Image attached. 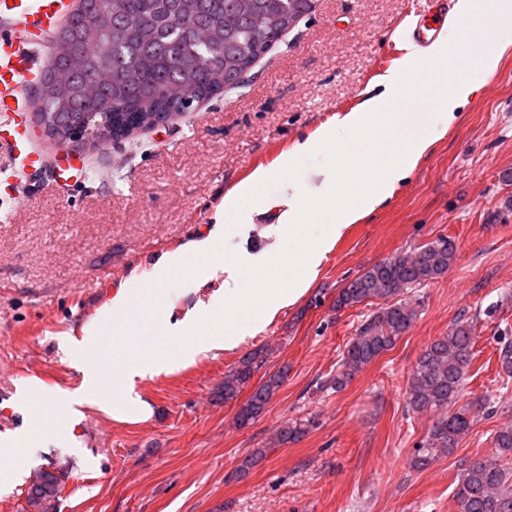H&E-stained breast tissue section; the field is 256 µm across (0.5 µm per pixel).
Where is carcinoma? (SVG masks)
<instances>
[{"mask_svg":"<svg viewBox=\"0 0 512 512\" xmlns=\"http://www.w3.org/2000/svg\"><path fill=\"white\" fill-rule=\"evenodd\" d=\"M102 0H83L82 8L68 19L69 39L52 43L57 68L81 57L82 69L67 88L39 87L37 111L44 127L53 130L60 121L77 126L111 114L119 133L148 119L177 112L183 107L172 97L174 89L210 99L224 95L228 81L252 67L269 47L288 34V20L302 7L290 0H110L113 29H97L92 18ZM204 23L218 34L213 45L196 41L191 28ZM100 79L98 99L85 101L77 93L84 82ZM456 258V245L448 237L436 239L368 268L340 289L334 307L340 311L374 300L383 301L364 321L347 345L336 375L324 386L340 390L366 366L390 350L417 317L416 308L400 295L409 288L433 282L448 273ZM478 318L461 319L448 334L431 341L419 356L408 379L406 401L414 413L436 416L427 437L414 449L411 467L423 469L452 454L468 435L474 421L470 406L453 409L463 396L469 367L477 353ZM269 352L259 347L245 355L224 375L217 397L236 399L256 372L268 362ZM288 368L265 370L261 383L239 406L235 424L244 428L268 408L284 382ZM305 433L304 423L287 422L275 433L286 444ZM496 455L471 460L456 484L459 512H512V424L492 436ZM64 473L37 471L28 490L32 506L58 498Z\"/></svg>","mask_w":512,"mask_h":512,"instance_id":"carcinoma-1","label":"carcinoma"}]
</instances>
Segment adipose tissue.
Listing matches in <instances>:
<instances>
[{"label": "adipose tissue", "mask_w": 512, "mask_h": 512, "mask_svg": "<svg viewBox=\"0 0 512 512\" xmlns=\"http://www.w3.org/2000/svg\"><path fill=\"white\" fill-rule=\"evenodd\" d=\"M511 12L512 0H455L454 17L469 24L467 32L457 37V52L448 55V44L441 41L432 44L425 54L435 70L441 71L448 64H455L459 76L452 90L440 96L434 111L412 113L407 129L396 135L393 149L384 161L371 159L369 152H362L354 162L358 175L356 184H349L341 168L335 161L327 159L326 154L338 142L353 137L371 143L388 121L392 106L403 96L398 75L386 77L381 95L364 99L357 108L333 116L308 137L294 143L274 167L257 168L244 183L227 194L225 202L216 210L217 224L243 226L252 223L254 215L274 210L278 213L277 223L271 229L275 236L280 235L283 227L303 222L308 199H336L337 220L330 231L289 254V268L301 271L300 276L291 279L289 287L278 288L263 283L256 288H245L243 273L252 268L251 257L216 258L215 239L209 236L164 254L155 265L152 277L132 275L112 301L113 324H120L127 303L135 301L150 306L158 301L165 277L190 257L204 261L206 278L220 281L218 300L224 305V321L201 336L196 333L194 313L164 323L161 336L169 340L184 336L189 339L182 351V361L191 362L213 350L237 347L258 331L260 323L271 320L281 308L295 303L312 284L318 266L343 230L393 197L401 182L455 123L458 109L467 103L475 90L474 84L465 76L466 70L476 66L488 74L495 71L501 55L512 47V38L490 35L487 20L490 15ZM477 41L484 45L483 54L478 58L468 50L469 45ZM299 165L311 169L313 183L300 184L290 180V173ZM283 177L289 180L286 193L264 194L263 189L268 183ZM108 362L118 368L119 375L107 388L102 384L99 371ZM167 366L166 357L153 339L137 342L134 349L114 355L98 348L80 364L82 378L74 391L58 394L32 380L26 386L25 401L51 406L55 413L71 420L78 416L80 406L86 404L97 405L121 420L133 415L146 417L151 408L134 394V384L137 379L154 375Z\"/></svg>", "instance_id": "ef3b65f1"}]
</instances>
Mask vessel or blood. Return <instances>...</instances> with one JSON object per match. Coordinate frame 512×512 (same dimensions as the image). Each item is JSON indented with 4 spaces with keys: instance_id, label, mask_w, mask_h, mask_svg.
<instances>
[{
    "instance_id": "vessel-or-blood-1",
    "label": "vessel or blood",
    "mask_w": 512,
    "mask_h": 512,
    "mask_svg": "<svg viewBox=\"0 0 512 512\" xmlns=\"http://www.w3.org/2000/svg\"><path fill=\"white\" fill-rule=\"evenodd\" d=\"M71 11L70 0H0V119L9 130L5 143L24 168L39 171L40 156L27 149L28 129L21 119L33 115L31 92L46 70L41 59L50 48L39 35L58 28ZM445 14L419 15L406 32L417 46H428L444 37ZM85 170L70 155H63L53 181L65 189L70 181L84 177Z\"/></svg>"
}]
</instances>
